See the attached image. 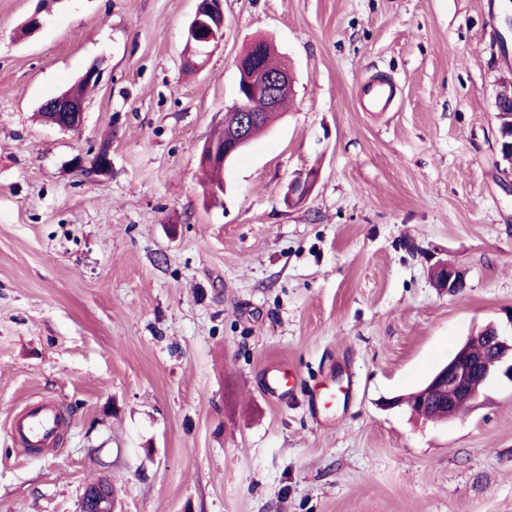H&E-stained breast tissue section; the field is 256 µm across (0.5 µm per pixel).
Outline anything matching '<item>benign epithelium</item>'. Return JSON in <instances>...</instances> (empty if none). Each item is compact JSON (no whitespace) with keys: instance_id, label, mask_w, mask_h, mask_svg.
Masks as SVG:
<instances>
[{"instance_id":"1","label":"benign epithelium","mask_w":512,"mask_h":512,"mask_svg":"<svg viewBox=\"0 0 512 512\" xmlns=\"http://www.w3.org/2000/svg\"><path fill=\"white\" fill-rule=\"evenodd\" d=\"M223 36V0H197L194 16L186 29V40L199 42L207 50L220 43ZM270 52V42L257 39L235 59L236 93L224 111L237 113L236 121L224 128L223 143L209 141L204 145L201 153L204 163L223 167L253 141L255 130L263 123L264 113L254 109L252 99H262L267 110L275 111L283 99L293 94L292 72L266 64ZM40 109L47 113V123L60 129H70L82 120V103L64 92L42 102ZM111 169V148H99L90 172L103 175ZM317 177V171L310 170L305 177L293 180L288 185L285 201L292 204L304 200ZM431 276L436 286L450 296L458 293L465 283L463 270L446 261L436 262ZM498 376L512 382V336L508 337L496 325L488 324L465 337L448 362L433 374L427 388L418 392L419 401L436 397L447 406L448 420L452 421L459 402L477 406L482 386Z\"/></svg>"}]
</instances>
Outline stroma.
<instances>
[{
  "mask_svg": "<svg viewBox=\"0 0 512 512\" xmlns=\"http://www.w3.org/2000/svg\"><path fill=\"white\" fill-rule=\"evenodd\" d=\"M196 5L58 0L25 35L39 0H0V512H79L98 483L115 512H512L511 382L443 424L382 405L512 313L503 0H224L192 71ZM257 38L294 96L214 200L201 150ZM94 63L81 125L41 120ZM375 77L392 111H363ZM105 143L111 172L80 171ZM38 400L65 427L28 454L8 422ZM496 102H500V110L496 112V120L500 130L512 129V83L503 85V90L497 95ZM317 177V171L309 170L304 178L299 177L293 180L288 185V192L285 196V201L288 204L303 201L316 183ZM431 276L436 286L448 292L449 296L465 288V273L447 260L436 262L432 267Z\"/></svg>",
  "mask_w": 512,
  "mask_h": 512,
  "instance_id": "obj_1",
  "label": "stroma"
}]
</instances>
